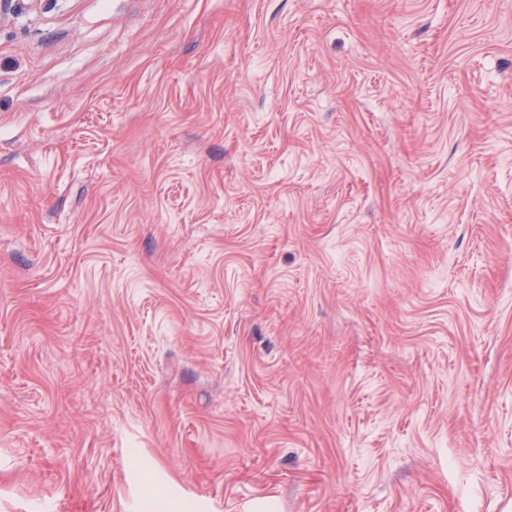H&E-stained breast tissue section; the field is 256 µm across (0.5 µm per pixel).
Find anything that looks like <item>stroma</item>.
<instances>
[{
    "label": "stroma",
    "instance_id": "obj_1",
    "mask_svg": "<svg viewBox=\"0 0 512 512\" xmlns=\"http://www.w3.org/2000/svg\"><path fill=\"white\" fill-rule=\"evenodd\" d=\"M512 512V0H0V512Z\"/></svg>",
    "mask_w": 512,
    "mask_h": 512
}]
</instances>
